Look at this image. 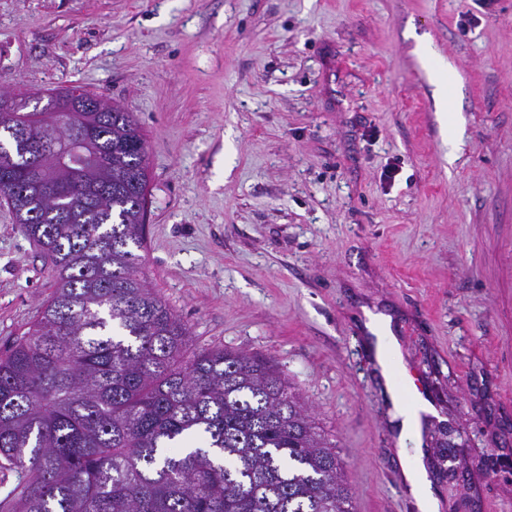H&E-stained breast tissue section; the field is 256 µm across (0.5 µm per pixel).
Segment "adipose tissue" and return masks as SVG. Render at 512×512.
<instances>
[{
  "instance_id": "ef3b65f1",
  "label": "adipose tissue",
  "mask_w": 512,
  "mask_h": 512,
  "mask_svg": "<svg viewBox=\"0 0 512 512\" xmlns=\"http://www.w3.org/2000/svg\"><path fill=\"white\" fill-rule=\"evenodd\" d=\"M395 416L400 420V437L415 442V450H401L400 459L404 478L414 496L420 512H435L437 499L424 466V451L419 448L421 422L418 409L407 407L402 401H395Z\"/></svg>"
}]
</instances>
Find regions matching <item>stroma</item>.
Segmentation results:
<instances>
[{"mask_svg":"<svg viewBox=\"0 0 512 512\" xmlns=\"http://www.w3.org/2000/svg\"><path fill=\"white\" fill-rule=\"evenodd\" d=\"M64 85L145 132L150 288L276 368L357 512H419L369 311L439 415V512H512V0H0V90ZM54 288L0 202V356ZM368 322L365 326L368 330L377 335V352L381 366V373L387 377L388 369L395 366L400 357L398 337L392 329L391 318L384 314H373L366 312Z\"/></svg>","mask_w":512,"mask_h":512,"instance_id":"35a3bbf8","label":"stroma"}]
</instances>
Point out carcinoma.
<instances>
[{
  "label": "carcinoma",
  "instance_id": "1",
  "mask_svg": "<svg viewBox=\"0 0 512 512\" xmlns=\"http://www.w3.org/2000/svg\"><path fill=\"white\" fill-rule=\"evenodd\" d=\"M0 112V199L55 290L0 357V469L12 512H355L336 449L269 362L191 332L140 275L151 174L133 113H102L89 155L64 116L40 184Z\"/></svg>",
  "mask_w": 512,
  "mask_h": 512
}]
</instances>
